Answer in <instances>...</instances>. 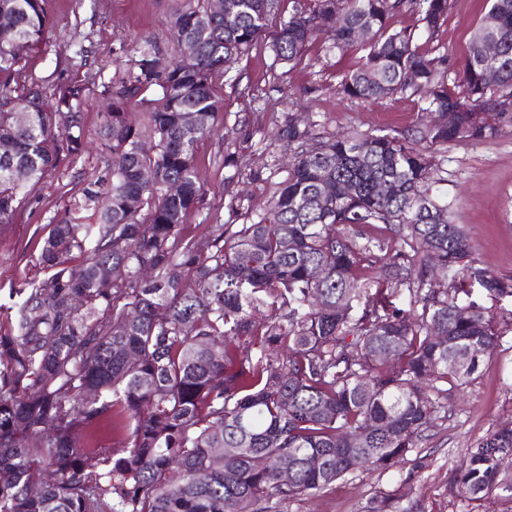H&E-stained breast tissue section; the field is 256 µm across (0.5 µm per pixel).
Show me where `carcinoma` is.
Masks as SVG:
<instances>
[{
    "mask_svg": "<svg viewBox=\"0 0 512 512\" xmlns=\"http://www.w3.org/2000/svg\"><path fill=\"white\" fill-rule=\"evenodd\" d=\"M221 2L218 15L212 0H186L170 16L191 62L135 45L123 76L103 83L111 161L83 189L98 222L70 213L53 225L38 243L50 274L17 291L0 333V512H270L335 483L360 457L374 470L394 466L503 336L483 308L457 302L474 282L512 296V277L472 258L468 234L434 192L442 178L433 151L512 127V0H491L473 31L460 91L449 85L448 51L432 45L449 0H294L286 17L281 0ZM45 5L0 0V229L27 197L12 169L38 183L86 149L82 88L61 91L50 111L13 78L45 41ZM404 11L417 29L390 26ZM265 40L288 64L318 43L339 55L362 50L339 93L411 100L415 135L320 141L314 124L285 115L276 140L291 152L288 177L273 183L250 171L271 190L267 208L213 225L203 252L183 229L202 194L197 145L222 109L212 76ZM488 40L500 44L494 58L484 55ZM131 108L142 123L128 121ZM448 111L451 122H435ZM75 251L85 255L79 267ZM104 271L110 288L98 287ZM401 288L421 311L389 305ZM47 427L53 435L40 437ZM507 454L512 428L467 449L459 496L512 492L501 478ZM367 512L420 510L403 483Z\"/></svg>",
    "mask_w": 512,
    "mask_h": 512,
    "instance_id": "cac0c4a2",
    "label": "carcinoma"
}]
</instances>
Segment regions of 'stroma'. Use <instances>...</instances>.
<instances>
[{
    "mask_svg": "<svg viewBox=\"0 0 512 512\" xmlns=\"http://www.w3.org/2000/svg\"><path fill=\"white\" fill-rule=\"evenodd\" d=\"M184 0H48L50 28L46 41L33 52L14 79L19 88L40 89L46 104H55L70 83L84 93L87 149L74 163L30 186L13 224L0 231V327L15 308L17 291L47 277L37 260L38 241L53 220L68 211L81 212L84 223L97 221L83 207V189L102 172L110 157L101 150L103 80L121 75L130 65L128 47L152 42L170 59L180 50L172 41L167 20ZM486 0H449L448 21L438 35L455 62H462L473 30L488 11ZM358 53L344 57L313 48L301 61H275L268 47L250 50L228 74L212 79L223 104L210 135L196 150L204 178L197 208L184 225L185 235L207 247L216 224H238L244 212L262 211L268 201L264 185L247 180L224 183V130L237 129L248 139L238 151L242 172L264 169L272 181L286 177L281 143L274 133L286 113L315 122L323 136L390 128L413 129L417 110L401 97L364 101L338 93L339 73L354 68ZM444 180L437 190L450 205L454 223L468 233L480 263L512 277V128L482 142L449 144L436 155ZM235 207H228V200ZM446 416L404 461L386 470L360 468L325 489L273 508L272 512H364L369 501L409 482L424 512H512V495L496 489L482 500L465 502L452 485L464 452L496 427L512 426V333L502 336L494 356L481 367L461 395L449 396Z\"/></svg>",
    "mask_w": 512,
    "mask_h": 512,
    "instance_id": "obj_1",
    "label": "stroma"
}]
</instances>
